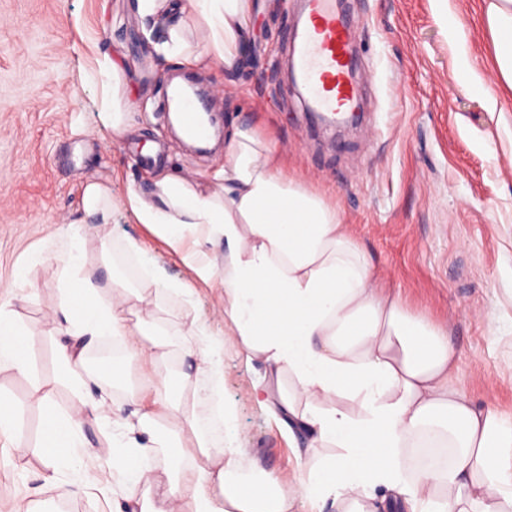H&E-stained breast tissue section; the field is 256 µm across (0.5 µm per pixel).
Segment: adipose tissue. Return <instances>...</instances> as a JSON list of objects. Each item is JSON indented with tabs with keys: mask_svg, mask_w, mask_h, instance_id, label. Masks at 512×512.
<instances>
[{
	"mask_svg": "<svg viewBox=\"0 0 512 512\" xmlns=\"http://www.w3.org/2000/svg\"><path fill=\"white\" fill-rule=\"evenodd\" d=\"M251 8V0H137L142 18L164 21L155 66L175 60L228 73L250 38ZM486 15L499 75L512 91V0H489ZM189 22L205 31L202 48L185 42ZM125 205L197 280L220 282L225 343L265 364L257 403L297 446L334 454L285 476L237 480L243 449L234 430L213 442L190 374L155 375L157 361L178 347L198 353L197 371L220 386L221 347L190 312L159 331L128 324L132 302L182 287L148 265L128 297L115 275L103 280L87 267L85 240L70 224L51 318L67 335L55 351L56 381L72 405L60 410L49 396H33L44 482L59 496L108 500L139 486L138 512H294L300 495L308 512H512V417L467 398L454 378L460 353L447 325L405 307L336 206L285 175L272 141L231 125L224 164L206 184L167 175L150 193L130 192ZM105 338L122 351L113 384L138 366L151 400L116 402L92 390L85 352ZM35 347L11 301L0 298V369L29 373ZM89 423L103 431L109 457L85 448Z\"/></svg>",
	"mask_w": 512,
	"mask_h": 512,
	"instance_id": "ef3b65f1",
	"label": "adipose tissue"
}]
</instances>
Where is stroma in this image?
Returning a JSON list of instances; mask_svg holds the SVG:
<instances>
[{"label": "stroma", "mask_w": 512, "mask_h": 512, "mask_svg": "<svg viewBox=\"0 0 512 512\" xmlns=\"http://www.w3.org/2000/svg\"><path fill=\"white\" fill-rule=\"evenodd\" d=\"M259 65L233 83L220 69L192 78L208 89L220 125L240 120L273 141L287 172L332 195L358 243L413 314L448 325L461 356L455 379L475 405L512 413V93L497 83L484 0H343L358 54V90L368 118L335 139L308 120L287 79L298 0H252ZM152 46L135 0H0V290L19 323L39 340L30 374L0 373V393L17 411L21 451L0 461V512L20 499L37 512H124L45 487L33 448L42 420L34 390L69 408L56 382L55 345L64 330L49 311L58 298L66 224L87 240L86 264L127 239L142 260L185 284L190 301L163 291L148 311L160 325L193 307L215 340L224 338V290L198 281L125 206L163 171L205 180L223 147L187 151L167 120V88L184 69L150 65ZM120 67L118 97L132 114L121 136L98 120L101 91L87 74L98 58ZM108 187L116 207L89 224L85 185ZM263 372L238 348H224V407L242 448L243 469L285 475L324 451L297 454L253 397Z\"/></svg>", "instance_id": "1"}]
</instances>
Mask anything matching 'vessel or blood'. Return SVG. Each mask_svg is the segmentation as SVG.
Returning <instances> with one entry per match:
<instances>
[{
	"label": "vessel or blood",
	"mask_w": 512,
	"mask_h": 512,
	"mask_svg": "<svg viewBox=\"0 0 512 512\" xmlns=\"http://www.w3.org/2000/svg\"><path fill=\"white\" fill-rule=\"evenodd\" d=\"M300 20L302 32L292 52L309 111L322 115L354 111L358 106L355 52L349 23L337 10L336 0H303ZM174 99L188 134L204 140L207 129L199 119L200 96L179 90Z\"/></svg>",
	"instance_id": "1"
}]
</instances>
